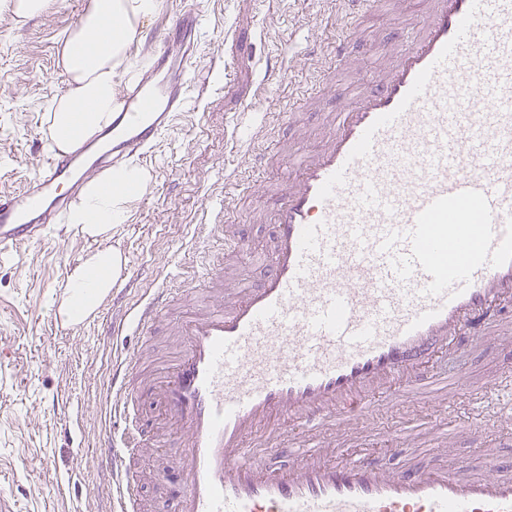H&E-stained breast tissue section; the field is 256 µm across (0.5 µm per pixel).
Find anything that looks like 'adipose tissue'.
<instances>
[{
	"label": "adipose tissue",
	"mask_w": 512,
	"mask_h": 512,
	"mask_svg": "<svg viewBox=\"0 0 512 512\" xmlns=\"http://www.w3.org/2000/svg\"><path fill=\"white\" fill-rule=\"evenodd\" d=\"M158 6L159 0H89L80 22L63 36L58 54L67 89L46 105L52 114L48 136L57 148H68L74 133L88 136L111 124L117 69ZM150 180L149 172L136 165L110 171L104 183L88 184L79 204L69 211L68 223L87 237L109 238L126 222L131 202ZM120 269L118 251L104 248L91 254L68 278L61 315L73 323L87 319L108 296Z\"/></svg>",
	"instance_id": "obj_1"
}]
</instances>
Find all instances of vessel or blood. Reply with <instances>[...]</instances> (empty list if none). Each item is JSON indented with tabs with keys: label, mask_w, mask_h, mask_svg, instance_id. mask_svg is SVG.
Wrapping results in <instances>:
<instances>
[{
	"label": "vessel or blood",
	"mask_w": 512,
	"mask_h": 512,
	"mask_svg": "<svg viewBox=\"0 0 512 512\" xmlns=\"http://www.w3.org/2000/svg\"><path fill=\"white\" fill-rule=\"evenodd\" d=\"M423 4L415 36L383 48L377 87L337 113L323 147L281 152L258 284L224 280L244 244L231 200L198 225L224 305L179 314L180 348L160 376L142 379L138 353L116 361L118 430L97 460L113 512H140L128 460L149 439L136 408L145 398L180 450V512H512V462L395 472L338 450L369 436L377 405L416 391L451 385L481 404L484 392L449 375V357L512 351V0ZM203 21L185 0L171 19L182 42L160 44L163 66L126 80L111 125L46 153L0 194L1 254L44 239L86 180L143 159L172 129ZM194 286L158 282L121 326L147 334Z\"/></svg>",
	"instance_id": "1"
}]
</instances>
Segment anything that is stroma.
I'll list each match as a JSON object with an SVG mask.
<instances>
[{
  "label": "stroma",
  "instance_id": "stroma-1",
  "mask_svg": "<svg viewBox=\"0 0 512 512\" xmlns=\"http://www.w3.org/2000/svg\"><path fill=\"white\" fill-rule=\"evenodd\" d=\"M87 4L56 0L50 12L21 26L0 13V190L20 187L48 149L46 104L67 88L57 45ZM179 6V0H160L142 41L130 49L131 64L149 65L169 14ZM199 6L205 21L190 108L144 160L152 179L126 222L106 242L72 227L55 229L0 260V497L10 512H109L111 477L94 460L100 437L113 427L112 366L120 351H135L143 373L151 375L179 346L170 317L146 346L106 324L57 328L52 315L71 271L97 249L118 250L136 278L125 299L133 304L155 279H177L194 265L197 225L209 223L212 205L230 195L246 242L224 275L244 285L257 283L272 235L263 215L283 172L278 166L250 167L248 155L275 153L283 140L306 138L321 147L328 117L354 101L379 64L375 48L358 43L338 78L342 91L326 87L331 42L344 28L333 0H199ZM399 12L398 23L377 15L369 29L384 40L410 36L423 19L422 2L401 0ZM268 61L280 64L281 73L259 98L255 87ZM452 405L445 417L439 398L409 396L382 408L370 440L344 452L401 468L405 456L395 450L392 430L410 425L420 435L421 457L432 462L441 458L438 444L448 429L459 431L460 458L449 461V471L463 459L481 463L494 450L502 460L512 459V419L483 426L465 396L453 395ZM157 438L140 460L145 512H173L170 484L162 475L172 457L165 432Z\"/></svg>",
  "mask_w": 512,
  "mask_h": 512
}]
</instances>
